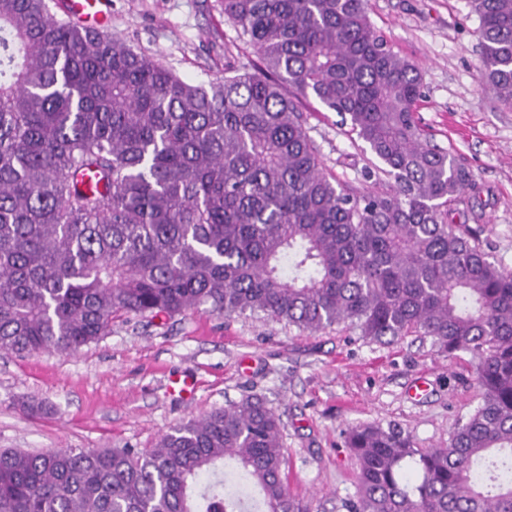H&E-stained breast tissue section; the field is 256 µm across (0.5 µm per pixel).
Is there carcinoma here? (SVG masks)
Instances as JSON below:
<instances>
[{
  "instance_id": "obj_1",
  "label": "carcinoma",
  "mask_w": 512,
  "mask_h": 512,
  "mask_svg": "<svg viewBox=\"0 0 512 512\" xmlns=\"http://www.w3.org/2000/svg\"><path fill=\"white\" fill-rule=\"evenodd\" d=\"M250 50L209 87L123 40L0 0V351L71 354L112 318L208 305L477 360L481 403L418 448L345 443L346 512H512V271L453 214L473 171L415 117L416 66L368 0H222ZM483 73L512 107V0H469ZM373 156L371 189L326 173L298 97ZM281 417L246 397L150 449H0V512H321L288 493Z\"/></svg>"
}]
</instances>
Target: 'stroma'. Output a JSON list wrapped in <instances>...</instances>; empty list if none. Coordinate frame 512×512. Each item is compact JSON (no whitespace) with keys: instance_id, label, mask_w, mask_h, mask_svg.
<instances>
[{"instance_id":"35a3bbf8","label":"stroma","mask_w":512,"mask_h":512,"mask_svg":"<svg viewBox=\"0 0 512 512\" xmlns=\"http://www.w3.org/2000/svg\"><path fill=\"white\" fill-rule=\"evenodd\" d=\"M368 12L421 74L425 134L475 174L458 220L512 270V108L483 77L477 15L468 0H369ZM108 32L195 83L223 76L238 55L220 0H112ZM299 105L326 171L365 191L361 141L315 98ZM179 376L196 381L192 398L170 392ZM248 396L281 416L289 494L326 512L357 491L351 427L395 425L433 448L480 402L468 354L449 359L413 336L369 344L333 328L301 332L204 305L170 319L116 317L107 336L70 356L0 351V448H151L171 428Z\"/></svg>"}]
</instances>
